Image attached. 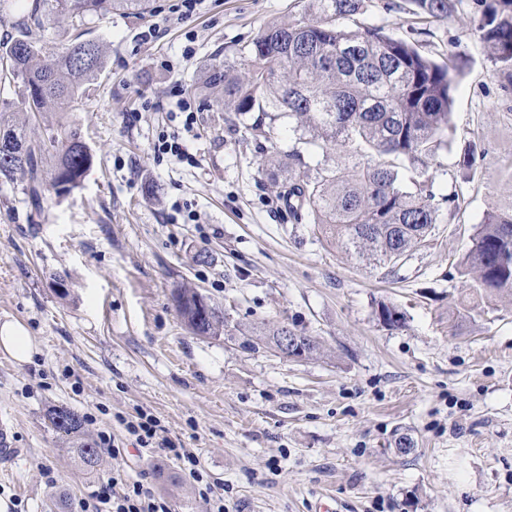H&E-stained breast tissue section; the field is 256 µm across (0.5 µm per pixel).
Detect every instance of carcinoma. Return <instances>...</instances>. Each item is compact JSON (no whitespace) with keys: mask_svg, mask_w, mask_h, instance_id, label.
<instances>
[{"mask_svg":"<svg viewBox=\"0 0 512 512\" xmlns=\"http://www.w3.org/2000/svg\"><path fill=\"white\" fill-rule=\"evenodd\" d=\"M459 2L413 0L417 14L426 17L451 12ZM478 2L484 4L480 38L502 67L512 69V0ZM114 11L144 15L151 12V0H32L0 56V79L21 88L22 111L60 113L55 124L30 130L0 111V140L22 147L9 160L0 155V176L20 175L37 209L46 187L69 191L93 164L80 127L65 114L80 105L105 64L101 45L82 39L84 27ZM367 11V0H307L304 13L290 23L264 26L239 58L211 63L198 90L226 110L288 121L302 145L277 160L276 175L288 183L289 214L307 217L349 255L395 266L427 241L438 221L429 171L448 142L461 68L451 59L436 62L382 25L362 23ZM47 24L57 28L59 45L52 48L33 38V30ZM88 43L94 47L93 66L79 59ZM330 150L340 154V162L310 164ZM309 169L314 175L306 174ZM458 270L472 276L475 297L512 296V214L490 215L478 226ZM174 293L193 334L226 331L225 318L200 317L195 289ZM379 319L394 329L405 317L383 304ZM47 418L84 468L101 464L102 450L85 433L77 411L56 406Z\"/></svg>","mask_w":512,"mask_h":512,"instance_id":"1","label":"carcinoma"}]
</instances>
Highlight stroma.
<instances>
[{
    "instance_id": "35a3bbf8",
    "label": "stroma",
    "mask_w": 512,
    "mask_h": 512,
    "mask_svg": "<svg viewBox=\"0 0 512 512\" xmlns=\"http://www.w3.org/2000/svg\"><path fill=\"white\" fill-rule=\"evenodd\" d=\"M176 2L87 24L105 67L67 115L95 155L79 187L47 188L37 212L21 179L0 176V323L20 322L37 347L25 365L0 352L12 427L0 512H52L60 494L76 512L116 470L171 512H206L179 463L144 448L84 473L47 419L61 405L93 414V435L118 431L116 414H152L196 454L224 512H512V297H472L455 268L488 215L512 214V77L476 32L474 0L428 18L412 0H371L364 16L465 61L432 171L436 196L456 200L395 267L289 220L248 132L260 112L197 98L190 160L156 159L159 134L183 126L175 88L193 91L206 64L306 6L209 0L181 21ZM469 143L482 153L471 170L458 163ZM180 287L223 310L228 333H190L172 302ZM383 304L404 311L402 328L379 322ZM269 323L315 337L319 353L279 355L256 338Z\"/></svg>"
}]
</instances>
